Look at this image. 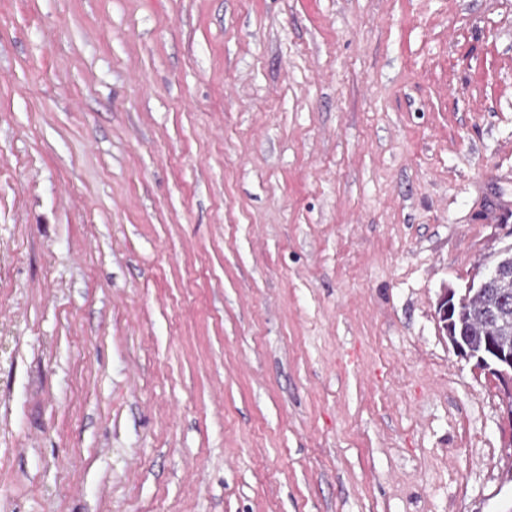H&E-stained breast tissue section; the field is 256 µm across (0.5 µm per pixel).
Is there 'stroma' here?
<instances>
[{
    "label": "stroma",
    "mask_w": 512,
    "mask_h": 512,
    "mask_svg": "<svg viewBox=\"0 0 512 512\" xmlns=\"http://www.w3.org/2000/svg\"><path fill=\"white\" fill-rule=\"evenodd\" d=\"M506 223L512 0H0V512H512ZM501 254L499 267L486 270L476 286L472 281L469 283V288L481 289L465 294L453 311L454 292L446 288L436 312L441 330L460 356L473 359L465 345L476 355H483L486 349L487 358L478 357L475 366L495 375L512 398V350L502 348L493 336H487L484 341L488 330H493L503 347L512 348V273L482 288L500 278L503 271H512V248L503 250ZM452 323L455 336L462 342L454 337ZM491 366L494 367L489 369Z\"/></svg>",
    "instance_id": "1"
}]
</instances>
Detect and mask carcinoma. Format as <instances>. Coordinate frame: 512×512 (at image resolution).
<instances>
[{"mask_svg": "<svg viewBox=\"0 0 512 512\" xmlns=\"http://www.w3.org/2000/svg\"><path fill=\"white\" fill-rule=\"evenodd\" d=\"M451 320L455 336L476 355L484 354V337L490 330L502 346L512 348V273L465 294Z\"/></svg>", "mask_w": 512, "mask_h": 512, "instance_id": "1", "label": "carcinoma"}]
</instances>
